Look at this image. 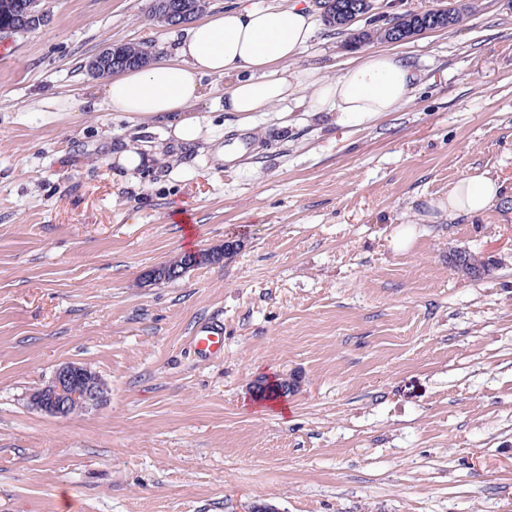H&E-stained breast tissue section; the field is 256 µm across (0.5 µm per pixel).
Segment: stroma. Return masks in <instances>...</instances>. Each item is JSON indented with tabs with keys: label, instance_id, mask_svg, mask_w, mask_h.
I'll return each instance as SVG.
<instances>
[{
	"label": "stroma",
	"instance_id": "35a3bbf8",
	"mask_svg": "<svg viewBox=\"0 0 512 512\" xmlns=\"http://www.w3.org/2000/svg\"><path fill=\"white\" fill-rule=\"evenodd\" d=\"M462 4L399 43L421 76L401 110L348 127L290 100L242 129L207 78L204 141L130 173L108 156L140 125L88 63L169 46L149 0H42L37 29L0 31V512H512V208L428 206L478 171L512 193V0H375L356 27ZM356 49L321 23L295 67L332 77ZM452 247L489 275L455 274ZM68 363L107 398L57 418L30 396ZM273 376L295 382L279 409ZM195 356L202 361L220 358L224 354V324L217 319L199 322L191 336Z\"/></svg>",
	"mask_w": 512,
	"mask_h": 512
}]
</instances>
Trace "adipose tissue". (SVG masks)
Wrapping results in <instances>:
<instances>
[{"label":"adipose tissue","mask_w":512,"mask_h":512,"mask_svg":"<svg viewBox=\"0 0 512 512\" xmlns=\"http://www.w3.org/2000/svg\"><path fill=\"white\" fill-rule=\"evenodd\" d=\"M316 17L302 0H275L256 7L242 2L183 30L170 54L144 67L112 75L104 102L138 121L167 118L175 150L202 138L203 122L194 107L202 81L230 78L224 110L247 125L254 113L298 98L307 113H341L361 125L383 112H395L410 99L416 72L408 58L392 51L358 53L335 77L310 69L289 70L316 31ZM505 199L502 183L486 173L459 179L430 207L453 221L494 209Z\"/></svg>","instance_id":"obj_1"}]
</instances>
